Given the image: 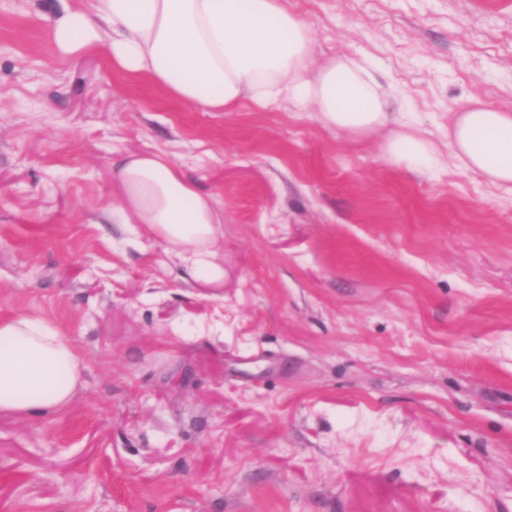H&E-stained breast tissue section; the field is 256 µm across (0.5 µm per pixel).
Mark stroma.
I'll list each match as a JSON object with an SVG mask.
<instances>
[{
  "label": "stroma",
  "instance_id": "35a3bbf8",
  "mask_svg": "<svg viewBox=\"0 0 512 512\" xmlns=\"http://www.w3.org/2000/svg\"><path fill=\"white\" fill-rule=\"evenodd\" d=\"M59 0H0V314L58 323L84 385L0 414V512H512V198L284 105L206 112ZM316 60L366 61L402 129L512 110V0H288ZM161 151L222 214L224 285L112 215Z\"/></svg>",
  "mask_w": 512,
  "mask_h": 512
}]
</instances>
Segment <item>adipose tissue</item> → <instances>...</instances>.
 Segmentation results:
<instances>
[{
  "label": "adipose tissue",
  "instance_id": "1",
  "mask_svg": "<svg viewBox=\"0 0 512 512\" xmlns=\"http://www.w3.org/2000/svg\"><path fill=\"white\" fill-rule=\"evenodd\" d=\"M287 0H92L49 17L56 51L106 45L114 70L148 76L173 99L211 112L280 101L315 112L350 135L384 127L389 95L369 66L346 55L315 64L310 25ZM387 156L422 169L436 161L423 137L393 134ZM451 164L512 196V112L475 104L448 127ZM118 214L140 224L182 259L197 284H224L222 219L210 197L161 152L131 153L115 165ZM85 364L54 321L0 317V413L31 418L65 410L83 385Z\"/></svg>",
  "mask_w": 512,
  "mask_h": 512
}]
</instances>
